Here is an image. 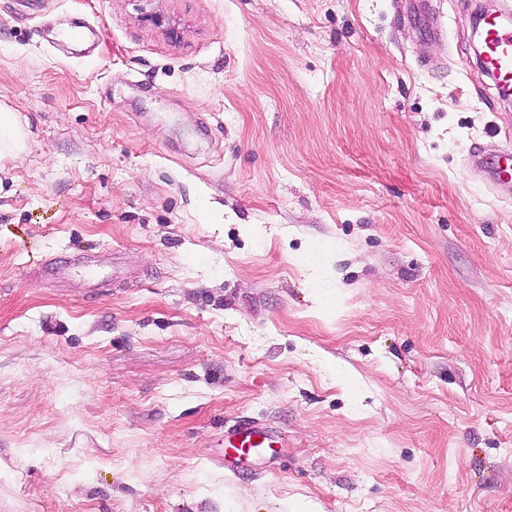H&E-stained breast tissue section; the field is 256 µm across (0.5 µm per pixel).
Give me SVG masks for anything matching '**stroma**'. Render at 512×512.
Returning <instances> with one entry per match:
<instances>
[{
	"mask_svg": "<svg viewBox=\"0 0 512 512\" xmlns=\"http://www.w3.org/2000/svg\"><path fill=\"white\" fill-rule=\"evenodd\" d=\"M428 2L0 0V512H512V100ZM0 160L16 155L24 148L21 124L17 116L8 110L0 109ZM469 162L478 177L497 192L509 193L512 190V151L498 159L489 161L477 148L470 154ZM229 447L236 455L235 460H241L257 448H270L269 435L259 428L254 421L241 420L236 424Z\"/></svg>",
	"mask_w": 512,
	"mask_h": 512,
	"instance_id": "35a3bbf8",
	"label": "stroma"
}]
</instances>
